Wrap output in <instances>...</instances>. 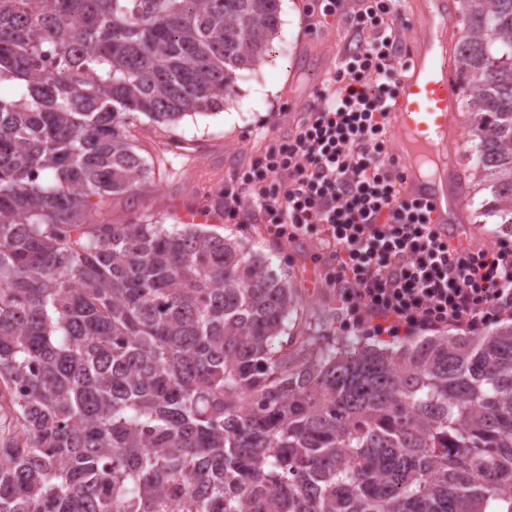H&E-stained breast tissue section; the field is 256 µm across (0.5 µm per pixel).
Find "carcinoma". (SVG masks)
<instances>
[{"label":"carcinoma","mask_w":512,"mask_h":512,"mask_svg":"<svg viewBox=\"0 0 512 512\" xmlns=\"http://www.w3.org/2000/svg\"><path fill=\"white\" fill-rule=\"evenodd\" d=\"M280 0H0V512H512V323L398 348L285 334L288 281L198 225L89 224L170 174ZM471 178L512 226V0H463Z\"/></svg>","instance_id":"1"}]
</instances>
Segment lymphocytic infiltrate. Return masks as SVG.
Returning <instances> with one entry per match:
<instances>
[{
	"mask_svg": "<svg viewBox=\"0 0 512 512\" xmlns=\"http://www.w3.org/2000/svg\"><path fill=\"white\" fill-rule=\"evenodd\" d=\"M405 24L401 0H359L356 42L330 88L316 90L296 131L225 187L224 216L257 217L284 242L324 228L338 245L329 269L342 306L371 314L379 334L475 331L512 310V242L451 250L426 208L398 196L383 120Z\"/></svg>",
	"mask_w": 512,
	"mask_h": 512,
	"instance_id": "obj_1",
	"label": "lymphocytic infiltrate"
}]
</instances>
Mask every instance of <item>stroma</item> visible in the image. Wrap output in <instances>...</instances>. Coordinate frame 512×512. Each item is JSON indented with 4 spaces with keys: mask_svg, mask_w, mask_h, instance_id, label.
Here are the masks:
<instances>
[{
    "mask_svg": "<svg viewBox=\"0 0 512 512\" xmlns=\"http://www.w3.org/2000/svg\"><path fill=\"white\" fill-rule=\"evenodd\" d=\"M311 3L280 0L279 31L271 56L238 82L235 96L223 110L185 116L170 132L147 118L135 119L130 131L140 148L153 150L173 136L183 142L184 155L170 175L147 180L133 194L108 199L92 210L90 220L123 224L142 217L169 225L185 221L189 211L207 210L205 232L247 240L270 259L274 269L287 273L298 300L291 318L297 330L350 343L370 334L371 317L362 310L340 309L335 289L325 281L324 269L335 244L319 231L281 242L259 220L247 224L225 220L223 208L214 201L238 171L295 128L302 117L299 102L325 85L343 61L349 39L348 14L357 0H343V13L319 27L313 24ZM489 195V190L481 188L465 190L463 195L472 243L478 247L495 246L501 239L493 218L480 212Z\"/></svg>",
    "mask_w": 512,
    "mask_h": 512,
    "instance_id": "stroma-1",
    "label": "stroma"
}]
</instances>
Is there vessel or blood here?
Listing matches in <instances>:
<instances>
[{
  "instance_id": "obj_1",
  "label": "vessel or blood",
  "mask_w": 512,
  "mask_h": 512,
  "mask_svg": "<svg viewBox=\"0 0 512 512\" xmlns=\"http://www.w3.org/2000/svg\"><path fill=\"white\" fill-rule=\"evenodd\" d=\"M415 38L405 51L392 104L385 115L402 195L421 202L430 221L456 247L470 243L462 215V169L452 161L461 118L453 44V0H414Z\"/></svg>"
}]
</instances>
